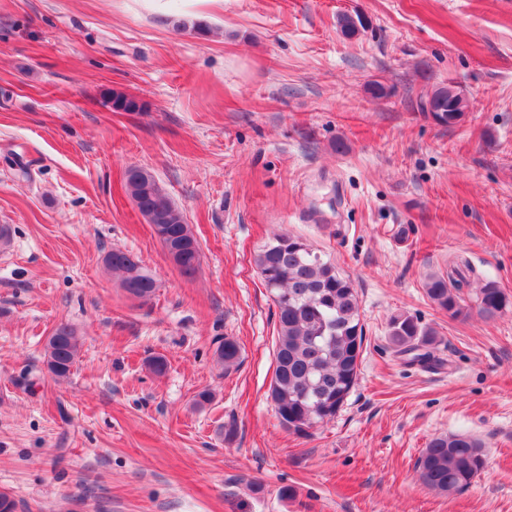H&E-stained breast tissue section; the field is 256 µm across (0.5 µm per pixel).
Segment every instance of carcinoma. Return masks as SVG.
I'll use <instances>...</instances> for the list:
<instances>
[{
    "instance_id": "cac0c4a2",
    "label": "carcinoma",
    "mask_w": 512,
    "mask_h": 512,
    "mask_svg": "<svg viewBox=\"0 0 512 512\" xmlns=\"http://www.w3.org/2000/svg\"><path fill=\"white\" fill-rule=\"evenodd\" d=\"M341 34L357 36L365 24L361 17L343 14L337 19ZM470 101L461 93L453 98L436 88L419 99V108L438 125L453 127L462 121ZM126 192L141 214L158 216L157 239L166 251H176L174 265L187 276L200 264L198 242L182 212L150 171L128 177ZM104 262L121 275V288L140 301L150 300L157 289L153 274L132 252L109 251ZM258 274L276 307L277 341L270 401L281 425L305 435L333 419L356 384L364 331L359 318L357 292L352 281L314 251L303 239L290 234L277 236L254 259ZM471 286L470 276L453 267L427 278V297L452 318L467 317L463 289ZM509 305V297L494 281L478 288L477 314L489 321ZM388 336L394 352L409 355L423 365L437 362L431 331L414 316L399 313L390 317ZM81 337L74 327L59 324L49 336L45 359L56 379L68 377L77 362ZM216 355L229 370L239 363L241 348L224 337ZM486 458L480 441L464 435L432 438L416 461L425 486L452 495L468 488L484 470Z\"/></svg>"
}]
</instances>
